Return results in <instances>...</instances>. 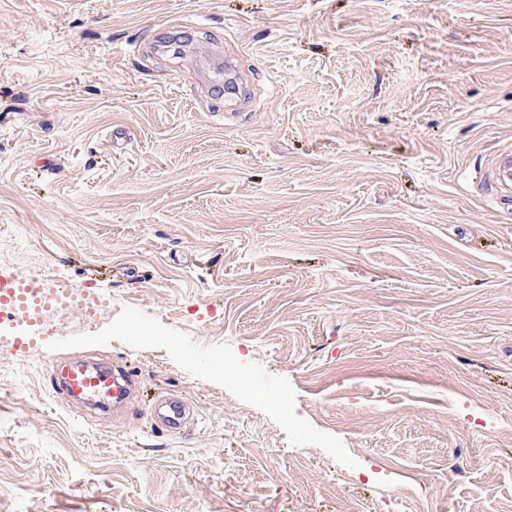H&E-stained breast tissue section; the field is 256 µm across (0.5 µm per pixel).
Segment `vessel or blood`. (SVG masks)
<instances>
[{
	"label": "vessel or blood",
	"mask_w": 512,
	"mask_h": 512,
	"mask_svg": "<svg viewBox=\"0 0 512 512\" xmlns=\"http://www.w3.org/2000/svg\"><path fill=\"white\" fill-rule=\"evenodd\" d=\"M56 280L20 276L0 270V327L31 319L44 324L55 313L52 294L62 292ZM137 386L134 374L124 367L107 364H74L72 372L64 378L54 379L51 389L73 404H93L100 412L123 406ZM149 414L156 423L168 431L186 428L195 414L193 404L180 396L171 395L153 400Z\"/></svg>",
	"instance_id": "vessel-or-blood-1"
}]
</instances>
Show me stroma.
<instances>
[{
  "label": "stroma",
  "instance_id": "stroma-1",
  "mask_svg": "<svg viewBox=\"0 0 512 512\" xmlns=\"http://www.w3.org/2000/svg\"><path fill=\"white\" fill-rule=\"evenodd\" d=\"M509 143L512 0H0V267L112 297L0 345V512H512ZM69 376L54 377L53 393H58L73 404L94 403L95 409L108 412L121 407L135 392L137 380L127 367H110L108 364L77 363ZM149 408V414L155 422L171 432H180L186 428L195 414L193 404L176 395L153 400Z\"/></svg>",
  "mask_w": 512,
  "mask_h": 512
}]
</instances>
